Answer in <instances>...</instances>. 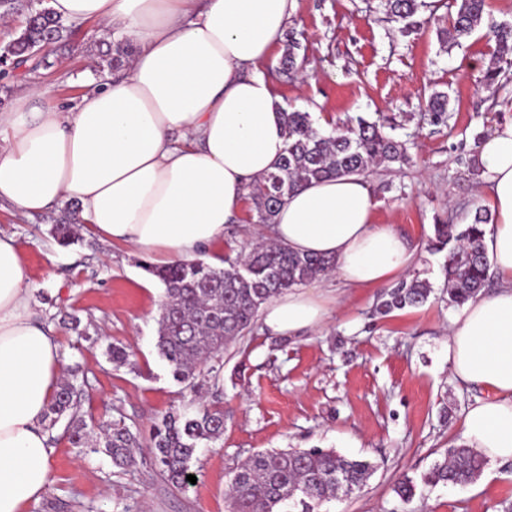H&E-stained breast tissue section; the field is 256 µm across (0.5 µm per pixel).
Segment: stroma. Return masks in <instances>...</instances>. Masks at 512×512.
<instances>
[{
  "label": "stroma",
  "mask_w": 512,
  "mask_h": 512,
  "mask_svg": "<svg viewBox=\"0 0 512 512\" xmlns=\"http://www.w3.org/2000/svg\"><path fill=\"white\" fill-rule=\"evenodd\" d=\"M408 27L387 22L385 0H295L288 23L306 61L292 76L279 74L281 48L260 71L282 103L311 112L323 132L364 116L413 135L410 164L367 175L378 204L375 219L394 225L411 242L413 271L433 291L421 307L379 319L376 288H344L330 278L314 281L326 298L322 329L276 345L262 331L230 344L224 363V434L198 449L191 469L197 481L186 491L165 483L144 459L120 470L104 452L75 448L65 423L52 430V483L28 512H228L230 470L255 452L332 448L367 459L377 469L351 497L324 503L319 512H512V463L485 465L467 486L424 484L423 475L451 445H460L467 407L484 391L456 381L448 368V319L454 309L443 293L445 253L425 244L437 219L470 223L479 176L465 172L458 147L474 149L495 124L512 119V81L486 90L482 76L496 43L491 25L512 23V0H486L482 26L462 46L439 34L446 0H426ZM51 68L0 75V102L11 105L27 88L45 91L72 107L90 84L108 72L97 65V26L72 25ZM447 93L450 118L432 124L425 108L432 92ZM57 212L23 218L0 210V233L14 238L30 280L40 320L51 326L63 367L76 371L81 413L90 427L121 420L148 444L158 418L194 410L195 395L173 380L157 352V320L164 287L143 269L148 256L82 230L79 241L60 246L51 232ZM258 224L243 210L223 242L206 250L209 264L247 250ZM88 326L97 344L79 340L70 317ZM119 343L129 352L118 367L105 354ZM412 479L415 495L395 492Z\"/></svg>",
  "instance_id": "obj_1"
}]
</instances>
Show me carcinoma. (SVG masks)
I'll use <instances>...</instances> for the list:
<instances>
[{
    "label": "carcinoma",
    "mask_w": 512,
    "mask_h": 512,
    "mask_svg": "<svg viewBox=\"0 0 512 512\" xmlns=\"http://www.w3.org/2000/svg\"><path fill=\"white\" fill-rule=\"evenodd\" d=\"M390 21L403 23L423 6L420 0H386ZM485 0H448L449 26L440 35L452 44L470 37L482 24ZM70 28L53 10L44 6L29 13L23 29L11 40L12 55L3 68L28 64L37 71L47 67L48 57L28 56L31 43L54 48L66 42ZM490 34L497 43L484 74V85L494 89L499 77L512 67V25L495 24ZM125 38L112 40L100 56L99 66L114 70L128 54ZM297 33L286 34L280 58V72L291 73L303 65ZM436 119L448 112V95L434 93L427 103ZM286 136L284 155L275 169L251 186L248 199L257 224H273L288 194L313 181L337 176H363L376 166L408 163L406 144L384 132V125L362 116L348 120L330 134H322L311 113L279 107ZM491 220L479 208L470 224L434 225L429 240L431 252L447 251L444 265L448 304L462 306L483 292L489 271V256L480 225ZM334 260L300 255L275 242L255 244L249 251L224 256V267L201 259L180 261L165 267L144 266V270L164 286L157 329V351L174 381L196 393L211 391L214 400L202 402L192 412H172L155 423L147 445V455L158 474L172 487L187 486L191 462L198 448L224 434V410L219 394L223 387L224 347L250 334L260 309L288 289L325 275ZM432 286L414 274L384 292L375 312L386 316L396 310L418 307L426 302ZM207 365V373L201 366ZM69 417V440L75 448H102L112 465L124 469L135 462L137 437L122 422L100 425V436L91 439V430L80 415V394L74 382L60 383L44 418L47 430L59 419ZM485 461L474 449L459 445L446 449L444 460L434 463L423 476L427 484L466 486L481 475ZM375 472L367 460L349 459L324 448H291L258 452L231 471L228 497L232 512H318L319 507L339 496H349L366 485Z\"/></svg>",
    "instance_id": "1"
}]
</instances>
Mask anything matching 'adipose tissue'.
<instances>
[{
  "instance_id": "obj_1",
  "label": "adipose tissue",
  "mask_w": 512,
  "mask_h": 512,
  "mask_svg": "<svg viewBox=\"0 0 512 512\" xmlns=\"http://www.w3.org/2000/svg\"><path fill=\"white\" fill-rule=\"evenodd\" d=\"M64 21L97 22L99 37L137 50L125 74L84 93L74 110L39 89L0 113V206L23 217L62 201L94 232L168 265L196 258L238 221L248 188L285 148L279 99L259 72L295 0H50ZM481 196L494 215L484 242L499 278L450 319L454 378L482 387L461 422L468 447L512 462V120L478 147ZM366 181L339 176L288 195L265 235L299 254L335 259L347 288L407 274L413 252L374 221ZM35 286L13 238L0 236V512H25L52 481L43 417L61 377L59 345L37 320ZM314 288L264 309L270 335L322 326Z\"/></svg>"
}]
</instances>
